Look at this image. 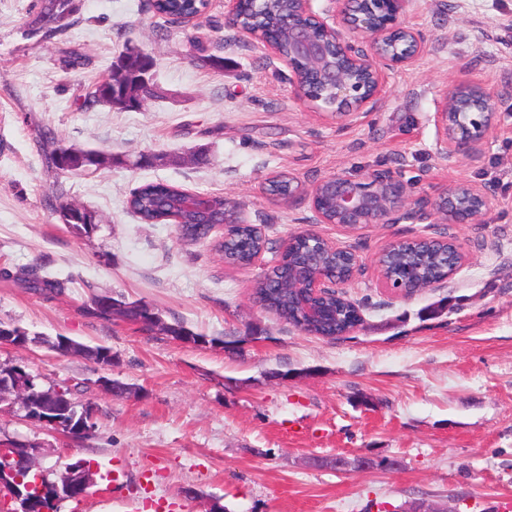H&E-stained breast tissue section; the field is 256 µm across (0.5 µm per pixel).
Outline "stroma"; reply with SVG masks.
Masks as SVG:
<instances>
[{"label":"stroma","mask_w":512,"mask_h":512,"mask_svg":"<svg viewBox=\"0 0 512 512\" xmlns=\"http://www.w3.org/2000/svg\"><path fill=\"white\" fill-rule=\"evenodd\" d=\"M35 0H0V320L46 337L108 346L107 375L134 396L100 391L91 361L43 345L0 346V364L23 362L64 382L99 410L83 441L50 435L0 412V434L39 443V465L57 476L78 459L116 475L62 512H400L423 501L448 512H504L512 502V0H408L402 21L423 53L388 71L361 114L339 121L299 100L287 64L224 23L211 0L201 25L155 16L148 0H80L66 33L27 37ZM222 57L201 64L196 42ZM155 61L163 98L141 110L85 107L84 95L127 45ZM86 58L68 70L69 53ZM499 96L501 134L479 158L454 166L439 153L433 115L460 82ZM129 158L73 176L48 169L39 139ZM174 164L135 166L144 154ZM286 170L312 185L330 174L362 179L387 170L414 196L457 180L492 195L487 221L452 224L468 262L444 286L404 298L383 287L374 261L388 243L432 235L434 224H373L351 232L320 224L305 201L284 205L265 188ZM149 181L223 194L228 213L273 245L311 228L353 247L361 272L346 288L362 325L324 339L300 332L253 301L272 253L225 265L222 230L181 242L172 224H143L126 208ZM87 206L97 232L75 237L56 213L57 187ZM31 266L66 279L60 293L25 288ZM153 305L166 322L209 336L246 337L234 355L107 322L85 306L92 292ZM260 339H250L252 329ZM288 380L275 379V372ZM374 456L394 469L343 472L335 458Z\"/></svg>","instance_id":"35a3bbf8"}]
</instances>
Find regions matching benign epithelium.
I'll use <instances>...</instances> for the list:
<instances>
[{
	"label": "benign epithelium",
	"instance_id": "1",
	"mask_svg": "<svg viewBox=\"0 0 512 512\" xmlns=\"http://www.w3.org/2000/svg\"><path fill=\"white\" fill-rule=\"evenodd\" d=\"M294 8L280 19L279 26L288 30L292 53L284 58L291 70L296 60L308 62L317 80L332 89L335 97L324 101L308 78L294 76L297 97L314 112L330 114L338 120L354 116L377 97L386 82L387 74L376 61L388 67L413 62L423 51V41L413 28L400 21L407 0H331L335 5L332 17L314 11L313 0H294ZM244 0H228L226 25L239 30L251 40L260 42L276 56L278 49L241 24L240 11ZM438 135L440 154L453 166L478 156L490 137L498 133V115L495 97L475 82H461L446 88L440 94L433 116ZM295 190L292 199H306L317 223L340 224L354 232L371 224H399L403 221L430 224H483L490 209L491 197L483 188L459 181L433 198L413 197L407 184L389 172H376L363 180L342 174H331L306 187L292 177ZM451 247L448 278L457 274L468 261V255L452 237H443ZM360 265H355L349 277L338 271L323 269L322 255L311 254L297 266V276L308 292L298 296L299 306L308 319L321 316L310 298L335 295L345 297L343 288L351 284ZM447 278L420 283L410 276L405 282L383 285L401 297H410L428 288H436ZM38 377L22 364L15 369L0 372V398L14 395L7 409H17L23 418L39 424L53 434L73 436L92 432L97 426V409L84 405L72 419L64 423L49 411L33 418L29 416L22 399L17 397L24 388L33 385ZM39 446L16 438H0V494L18 504L16 512H28L30 492L43 489L42 479L19 488V467H37ZM378 460L360 456L353 460L339 458L336 468L343 470L369 469ZM97 469L90 462L68 464L53 482L60 499H73L76 493L95 485Z\"/></svg>",
	"mask_w": 512,
	"mask_h": 512
}]
</instances>
